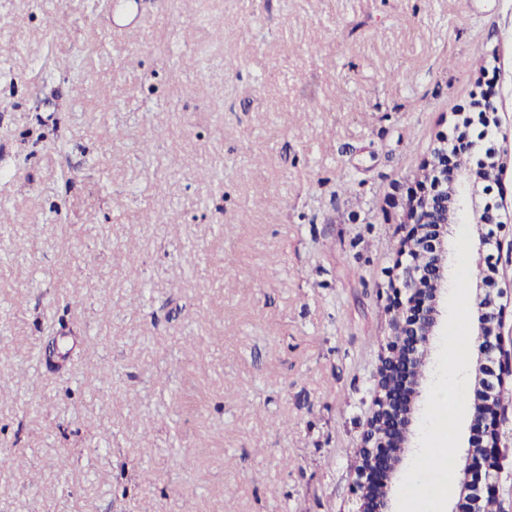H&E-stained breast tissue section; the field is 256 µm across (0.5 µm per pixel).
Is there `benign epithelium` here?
<instances>
[{"mask_svg": "<svg viewBox=\"0 0 512 512\" xmlns=\"http://www.w3.org/2000/svg\"><path fill=\"white\" fill-rule=\"evenodd\" d=\"M490 155L492 160L481 170L464 162L450 174L447 153L436 150L426 167L437 179L406 204L410 231L401 246L405 261L399 264V293L405 294L413 315L405 321L394 319L395 341L381 359L374 409L358 448L361 464L356 469L352 512H390L387 481L405 452L413 425L411 395L419 385L418 365L441 318L439 297L447 287V227L465 209L472 210L476 224L495 223L492 209H478L471 192L475 180H496L502 172L496 150L490 149ZM476 312L477 389L472 422L478 436L468 456L480 461L483 473L464 484L465 503L460 512H485L488 503L496 502L497 473L507 451L502 441L501 398L507 378H512V351L502 345L505 309L485 294L478 297Z\"/></svg>", "mask_w": 512, "mask_h": 512, "instance_id": "obj_1", "label": "benign epithelium"}]
</instances>
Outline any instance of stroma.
<instances>
[{"label": "stroma", "instance_id": "stroma-1", "mask_svg": "<svg viewBox=\"0 0 512 512\" xmlns=\"http://www.w3.org/2000/svg\"><path fill=\"white\" fill-rule=\"evenodd\" d=\"M117 14L0 0V455L30 460L0 468V512H348L405 203L457 117L479 130L476 102L512 137V0H136L122 41ZM502 183L492 280L476 224L451 227L393 512L463 498L469 407L453 479L413 475L449 333L475 389L463 306L512 291V163ZM159 204L182 223H140Z\"/></svg>", "mask_w": 512, "mask_h": 512}]
</instances>
